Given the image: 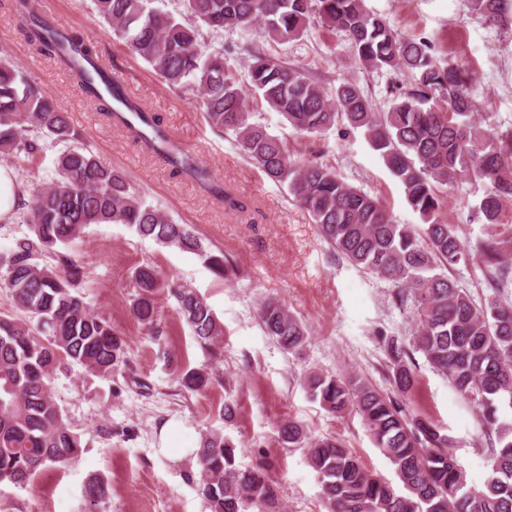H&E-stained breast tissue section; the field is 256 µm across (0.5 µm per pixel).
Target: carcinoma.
<instances>
[{"label": "carcinoma", "mask_w": 512, "mask_h": 512, "mask_svg": "<svg viewBox=\"0 0 512 512\" xmlns=\"http://www.w3.org/2000/svg\"><path fill=\"white\" fill-rule=\"evenodd\" d=\"M157 0H93L94 11L128 50L146 62L172 90H190L210 127L230 133L239 151L269 180L287 190L311 217L321 237L353 266L398 288L396 302L412 309L414 347L455 391L479 409L484 431L495 436L491 470L483 487L468 484L451 450V439L430 420L405 412L402 399L417 383L415 363L404 344L389 338L387 354L399 398L388 397L362 377L312 373L306 388L329 413L353 410L375 446L394 468L399 487L375 476L334 437L312 439L294 420L279 426L290 448L306 450L316 473L325 512H512V304L498 290L512 280V238L491 233L478 259L492 294L476 304L448 276V268L473 256L442 210L448 187L463 178L484 183L477 205L483 224L512 222V133L480 130L478 104L469 92L471 73L462 63L441 64L433 46L406 37L370 12L365 0H183L175 16ZM484 22L512 28V0H469ZM16 24L40 55L60 61L81 91L150 152L161 155L175 176H184L231 210L243 205L192 155L168 147L160 119L148 114L79 36L44 17L38 0H18ZM302 38L312 26L339 30L365 70H386L414 88L395 96L386 112L353 81L327 87L305 69L257 46ZM236 32L248 57L246 83L226 64L224 49L211 48L207 32ZM278 113L293 133L319 135L337 124L364 131L423 227L397 223L387 206L345 182L336 169L314 157L299 158L288 140L274 134L248 110L247 92ZM63 144L55 179L21 186L26 196L18 219L30 234L0 255V287L17 315H0V484L30 485L48 466H64L82 452L81 435L57 404L50 382L64 363L108 377L126 364L127 342L110 322L91 311L79 292L81 264L60 251L92 224H125L163 247L203 260L226 281L235 271L220 249L204 245L188 224L175 223L144 199L127 176L101 165L79 144L67 116L31 85L7 56H0V155L28 163L47 144ZM132 313L155 338L157 298L168 294L198 344L211 350L224 328L193 289L169 282L152 264L132 276ZM266 335L289 353L307 343L306 325L275 298L260 303ZM185 390L202 393L216 379L205 368L177 366ZM235 444L223 433L201 435L196 463L183 480L209 512H284L277 484L259 463L242 469ZM84 512H107L108 481L90 478Z\"/></svg>", "instance_id": "cac0c4a2"}]
</instances>
